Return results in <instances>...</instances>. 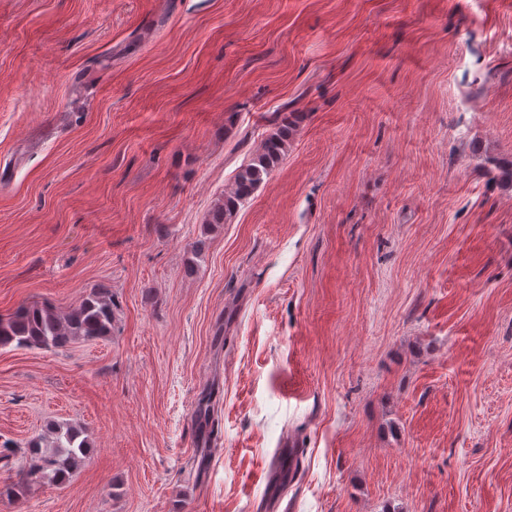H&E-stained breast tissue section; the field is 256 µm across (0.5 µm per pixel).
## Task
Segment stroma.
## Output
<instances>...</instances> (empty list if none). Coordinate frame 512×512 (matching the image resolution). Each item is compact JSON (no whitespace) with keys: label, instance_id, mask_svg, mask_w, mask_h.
I'll list each match as a JSON object with an SVG mask.
<instances>
[{"label":"stroma","instance_id":"35a3bbf8","mask_svg":"<svg viewBox=\"0 0 512 512\" xmlns=\"http://www.w3.org/2000/svg\"><path fill=\"white\" fill-rule=\"evenodd\" d=\"M297 113L278 168L210 225ZM512 0H0V512H512ZM276 130L263 141L260 149L243 164L234 177L232 190L224 195L209 214L207 224H226L240 204L247 201L282 160L295 127V117L288 112L278 115ZM112 299L94 291L81 305L60 315L49 305L34 304L0 318V347L15 343L18 348L59 349L75 341L108 336L112 330ZM83 435L84 431L77 426L56 423L47 425L44 434L27 443L24 451L25 473L16 482L5 481L1 484L0 497H23L33 479L63 482L83 465L90 453V443Z\"/></svg>","mask_w":512,"mask_h":512}]
</instances>
